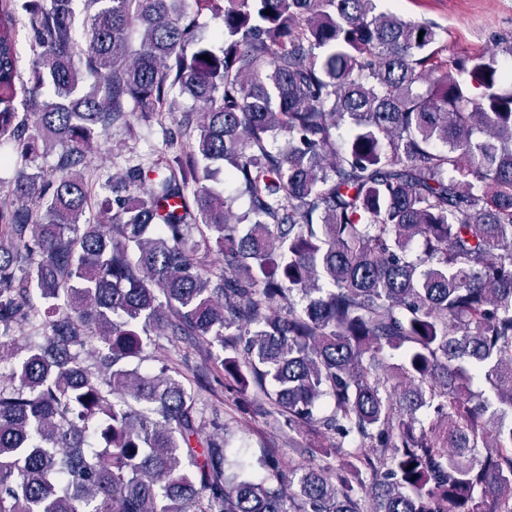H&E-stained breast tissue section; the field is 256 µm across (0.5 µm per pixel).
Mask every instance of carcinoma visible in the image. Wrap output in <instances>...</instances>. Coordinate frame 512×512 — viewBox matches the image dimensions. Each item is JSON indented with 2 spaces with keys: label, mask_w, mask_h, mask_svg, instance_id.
<instances>
[{
  "label": "carcinoma",
  "mask_w": 512,
  "mask_h": 512,
  "mask_svg": "<svg viewBox=\"0 0 512 512\" xmlns=\"http://www.w3.org/2000/svg\"><path fill=\"white\" fill-rule=\"evenodd\" d=\"M74 2L31 0L20 87L0 0V512H512V36L443 60L375 0H195L216 50L184 0ZM177 93L84 219L90 147ZM161 336L319 442L230 447L204 381L139 371Z\"/></svg>",
  "instance_id": "carcinoma-1"
}]
</instances>
